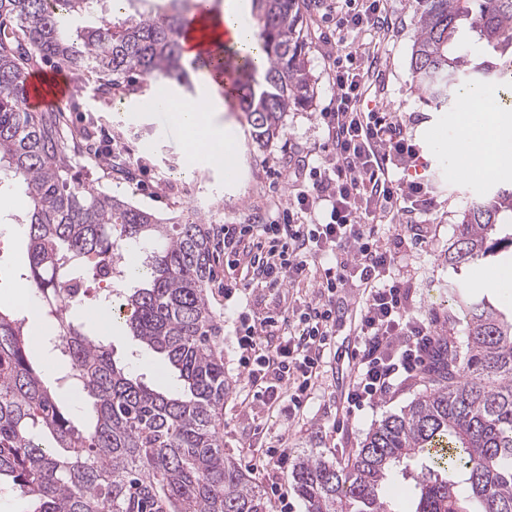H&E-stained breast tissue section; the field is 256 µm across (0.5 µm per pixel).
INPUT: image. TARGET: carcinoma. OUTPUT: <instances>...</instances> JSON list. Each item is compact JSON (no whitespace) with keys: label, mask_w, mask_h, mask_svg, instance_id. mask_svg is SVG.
Returning a JSON list of instances; mask_svg holds the SVG:
<instances>
[{"label":"carcinoma","mask_w":512,"mask_h":512,"mask_svg":"<svg viewBox=\"0 0 512 512\" xmlns=\"http://www.w3.org/2000/svg\"><path fill=\"white\" fill-rule=\"evenodd\" d=\"M0 0V190L21 188L33 207L19 217L28 239L23 276L57 323L68 367L57 384L87 394L77 424L32 362L24 320L0 309V486L27 512H271L250 476L224 454L219 421L228 384L206 284L213 275L210 229L197 215L166 219L80 182L70 154L93 121L69 125L68 101L45 112L23 107L25 75L49 62L99 91L123 89L133 73L165 86L192 87L191 73L222 74L235 62L240 111L261 147L278 136L286 112L311 98L300 0H252L265 54L219 49L187 69L179 31L198 0ZM410 67L435 108L474 79L512 82V0H418ZM96 25L70 32L76 17ZM495 53L463 67L462 32ZM512 188H498L462 212L448 267L457 273L501 262L512 251ZM145 256L144 281L125 293L137 308L129 331L163 355L178 383L151 388L72 316L82 298L53 281L81 280L93 260L122 246ZM448 324H465L441 367L399 412L385 416L346 462L321 456L293 464V492L306 512H393L384 492L391 468L419 460L415 512H512V313L485 293L448 282Z\"/></svg>","instance_id":"carcinoma-1"}]
</instances>
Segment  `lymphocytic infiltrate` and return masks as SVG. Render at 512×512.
I'll return each mask as SVG.
<instances>
[{"label":"lymphocytic infiltrate","instance_id":"f902f5d3","mask_svg":"<svg viewBox=\"0 0 512 512\" xmlns=\"http://www.w3.org/2000/svg\"><path fill=\"white\" fill-rule=\"evenodd\" d=\"M392 28L387 0H362L359 7L337 14L340 37L353 31L385 34ZM374 76L360 64H334L336 97L319 115L329 150L293 166L294 172L308 173L311 188L297 189L277 220L267 223L255 215L250 223L222 230L229 270L225 291L317 284L315 298L299 314L300 336L274 342L275 333L289 323L281 315L244 325L237 336L251 398L269 403L287 396L297 416L336 348V302L342 293L362 297L343 396L346 415L395 393L427 366L435 350L431 325L409 313L410 289L391 275L398 250L426 236L427 227L417 217L434 201L422 183L399 177L418 158L403 121L364 106ZM397 216L404 222L400 233L383 238L381 224Z\"/></svg>","mask_w":512,"mask_h":512}]
</instances>
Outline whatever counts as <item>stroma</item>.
<instances>
[{
	"label": "stroma",
	"instance_id": "1",
	"mask_svg": "<svg viewBox=\"0 0 512 512\" xmlns=\"http://www.w3.org/2000/svg\"><path fill=\"white\" fill-rule=\"evenodd\" d=\"M394 29L384 39L374 34H350L340 44L339 54L359 50L373 42L378 46L376 68L379 82L370 98L378 108L401 118L418 144L420 157L407 177L429 186L435 201L422 214L428 226L423 243L402 248L393 269L400 280L411 287L410 310L431 323L436 334L462 335V327L448 325V284L463 287L483 286L485 279L498 278L500 268L493 264H475L462 272H453L446 260L454 241L463 208L481 199L490 190L512 186V164L496 170L494 176L474 178L461 164L451 162L449 152L464 135L459 123L465 95H457L456 107L436 111L426 104L410 68L412 45L417 32V0H392ZM336 38L334 12L315 8L311 0L303 7V39L312 76V98L306 108L288 112L277 138L258 147L251 137L245 115L232 105H224L222 120L231 124L236 136L237 174L227 179L223 168L200 165L186 170L180 148V131L165 113L140 112L136 106L142 96L154 89L152 80L140 77L141 90L126 95L124 101L104 98L90 87L77 93L79 110L73 122L93 117V136L99 145H111L112 153L101 156L100 166L87 178L100 189L111 191L136 205L161 216L198 210L212 230L214 275L207 286L209 306L217 327L216 340L224 353V375L229 393L220 419L224 433V451L249 473L262 493L280 487L288 493L292 512H305L303 503L291 495V462L309 452L326 459L346 461L359 447L372 425L398 412L416 393L418 381L402 385L390 398L367 408L349 420L336 414L342 402L338 389L339 373L328 365L321 388L308 400L302 420L292 423L287 417V399L272 404L249 402L246 374L238 363L236 329L241 320L251 322L276 313L288 316L293 309L314 297L313 286L267 288L255 286L228 296L224 293V250L220 244L221 227L244 224L257 211L277 214L293 193L294 184L309 185V178H296L288 172L289 158L322 151L325 138L319 114L330 108L335 90L329 80L333 61L325 54V43ZM134 306H125L121 320L100 325L99 333L110 342L118 360L142 377L149 386L161 389L171 371L166 360L131 336L126 322L134 315ZM283 443L289 460L277 464L267 456L270 446Z\"/></svg>",
	"mask_w": 512,
	"mask_h": 512
}]
</instances>
